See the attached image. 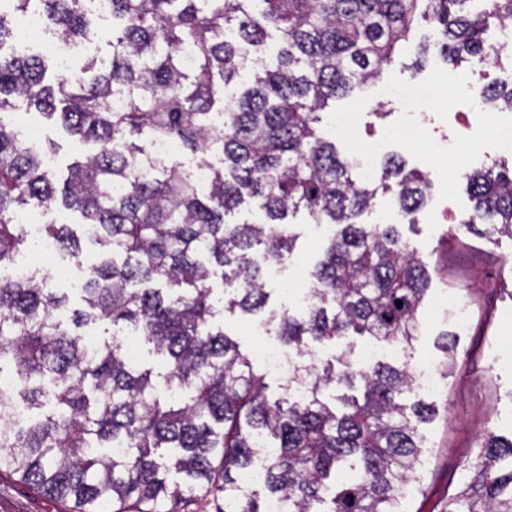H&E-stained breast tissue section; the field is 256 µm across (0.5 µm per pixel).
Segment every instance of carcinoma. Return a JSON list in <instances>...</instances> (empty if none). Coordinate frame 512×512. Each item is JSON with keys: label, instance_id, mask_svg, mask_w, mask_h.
<instances>
[{"label": "carcinoma", "instance_id": "cac0c4a2", "mask_svg": "<svg viewBox=\"0 0 512 512\" xmlns=\"http://www.w3.org/2000/svg\"><path fill=\"white\" fill-rule=\"evenodd\" d=\"M9 3L0 46L16 38V13L67 42L94 33L84 0ZM111 13L106 71L93 57L49 79L41 56L0 55V269L27 244L16 223L25 206L79 214L103 249L82 310L41 269L0 275V469L72 501V512H155L200 493L224 502L219 512H269L280 500L288 512H404L434 409L406 403L408 366L359 368L349 338L410 344L429 271L397 225L356 218L386 193L410 217L429 186L395 159L363 182L317 124L329 102L380 82L421 20L453 66L484 58L488 26L512 21V0H112ZM271 32L274 56H244ZM16 98L95 145L62 187L43 169V146L22 143L5 120ZM158 141L218 147L224 170L202 191L177 165H145ZM465 178L473 216L462 228L512 237V171ZM247 199L265 221L226 223ZM301 210L336 230L311 271L309 307L292 315L268 309L264 268L292 255L284 220ZM43 231L82 257L67 225ZM217 276L224 308L261 317L298 357L302 399L270 397L249 356L211 325ZM159 280L170 289L149 287ZM102 320L144 337L165 372L129 360L116 333L88 344L82 328ZM328 346L330 360L316 352ZM18 404L27 420L15 424ZM172 471L180 479L168 481ZM255 472L262 499L245 481ZM444 512H512V438L488 435Z\"/></svg>", "mask_w": 512, "mask_h": 512}]
</instances>
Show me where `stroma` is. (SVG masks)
Returning a JSON list of instances; mask_svg holds the SVG:
<instances>
[{
  "label": "stroma",
  "instance_id": "stroma-1",
  "mask_svg": "<svg viewBox=\"0 0 512 512\" xmlns=\"http://www.w3.org/2000/svg\"><path fill=\"white\" fill-rule=\"evenodd\" d=\"M456 75V69L443 61L439 44L431 42L429 25L420 23L410 37L401 63L392 66L371 93H357L331 103L322 114L319 131L335 142L339 153H348L347 141L338 138L332 125L333 113H358L359 134H379L402 123L395 104L386 98V89L406 83H436L440 113L435 122L446 125L448 100L457 91ZM13 119L20 127L35 126L41 144L54 149L51 175L56 181L66 178L68 164L90 151L89 146L67 137L24 102H17ZM383 152L402 156L407 169L420 172L430 182L427 203L412 219H404L388 195L377 196L372 208L360 218L364 224L398 225L431 274V289L418 311L421 332L412 349L396 357V364L442 360L437 339L447 325L437 309L443 295L456 296L467 304L470 312L469 327L458 338L456 361L447 377L442 378L440 390L413 393L414 398L431 404L435 413L421 426L426 446L417 467L415 488L404 509L443 512L449 494L468 482V464L485 435H512V238L498 234L488 239L476 238L452 230L450 223L439 222L442 207H449L464 219L472 215L473 204L464 180L450 185L435 182L433 167L449 161L438 138L427 133L405 142L393 140L385 144ZM287 222L298 236L291 263L312 267L321 259L332 227L312 223L302 213L288 217ZM98 258L94 249L88 250L79 265L63 260L60 255H51L49 266L64 271L63 278L54 280L53 286L68 293L70 307H81L74 284L85 279L89 266ZM212 288L214 327L224 329L249 355L255 368L264 371L262 351L273 342V335L257 330L252 317L225 309L221 280H214ZM0 512H69V505L32 489L17 475L1 471Z\"/></svg>",
  "mask_w": 512,
  "mask_h": 512
}]
</instances>
